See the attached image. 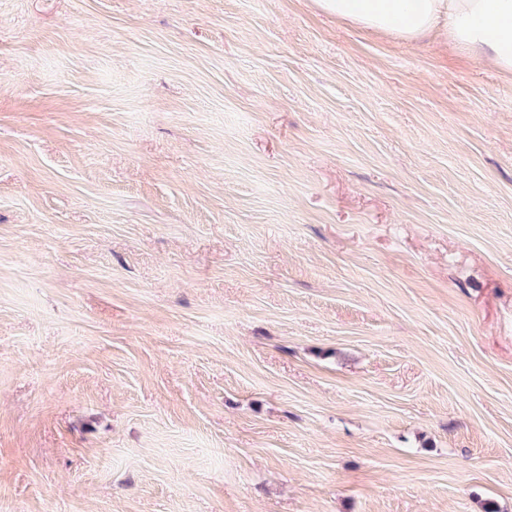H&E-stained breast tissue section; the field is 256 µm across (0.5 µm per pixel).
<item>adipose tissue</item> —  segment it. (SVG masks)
Listing matches in <instances>:
<instances>
[{
	"instance_id": "obj_1",
	"label": "adipose tissue",
	"mask_w": 512,
	"mask_h": 512,
	"mask_svg": "<svg viewBox=\"0 0 512 512\" xmlns=\"http://www.w3.org/2000/svg\"><path fill=\"white\" fill-rule=\"evenodd\" d=\"M325 13L401 39L444 25L455 48L512 74V0H317Z\"/></svg>"
}]
</instances>
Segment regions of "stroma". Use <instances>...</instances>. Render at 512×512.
<instances>
[{
  "label": "stroma",
  "mask_w": 512,
  "mask_h": 512,
  "mask_svg": "<svg viewBox=\"0 0 512 512\" xmlns=\"http://www.w3.org/2000/svg\"><path fill=\"white\" fill-rule=\"evenodd\" d=\"M512 512V79L315 0H0V512Z\"/></svg>",
  "instance_id": "obj_1"
}]
</instances>
